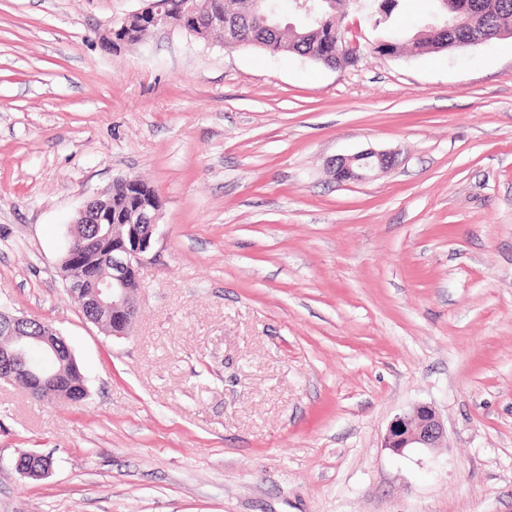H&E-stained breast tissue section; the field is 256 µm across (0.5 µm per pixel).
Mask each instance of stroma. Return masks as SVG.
<instances>
[{
  "instance_id": "stroma-1",
  "label": "stroma",
  "mask_w": 512,
  "mask_h": 512,
  "mask_svg": "<svg viewBox=\"0 0 512 512\" xmlns=\"http://www.w3.org/2000/svg\"><path fill=\"white\" fill-rule=\"evenodd\" d=\"M141 5L0 0V308L88 388L0 383V512H512V38L388 56L350 7L336 69L173 29L107 49ZM365 150L393 166L338 181ZM129 175L162 214L112 337L59 258ZM420 404L444 440L384 448Z\"/></svg>"
}]
</instances>
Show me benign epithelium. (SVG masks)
<instances>
[{
  "label": "benign epithelium",
  "mask_w": 512,
  "mask_h": 512,
  "mask_svg": "<svg viewBox=\"0 0 512 512\" xmlns=\"http://www.w3.org/2000/svg\"><path fill=\"white\" fill-rule=\"evenodd\" d=\"M155 3L148 0L145 7L127 14L124 22L148 26L149 30L165 29L170 24L154 12ZM206 25L224 32V40L230 44H240L238 20L230 12H211L205 18ZM466 26V36L462 42L452 46L473 47L487 43L493 38L491 23L486 12L471 9L464 21L454 10L437 16V24L432 29L453 33L459 25ZM394 157L387 153L364 151L338 157L335 160L336 179L339 181L362 182L377 170H386L393 164ZM162 202L134 204L123 214L115 217L112 207L98 197L87 200L74 217L73 223L96 224L100 226L95 238L72 235L63 255V260L74 263L78 257L102 250L109 251L108 266L96 272L98 287L85 290L83 280L74 278L66 282L65 288L72 296L82 300L86 319L99 326L104 321L112 322L110 335L123 336L134 323L137 308L128 290L140 282V270L151 253L159 220ZM122 221L120 230L111 227L113 219ZM28 319L0 310V335L10 337V344L0 345V380L16 381L19 378L33 380V395L46 400L63 397L64 367L71 360L70 352L64 350V340L49 324L27 331ZM58 361L57 368L44 372L28 364L25 353L32 347ZM446 429L429 405H419L408 414L396 416L389 424L384 436V447L396 454L407 448H434L445 437Z\"/></svg>",
  "instance_id": "1"
}]
</instances>
